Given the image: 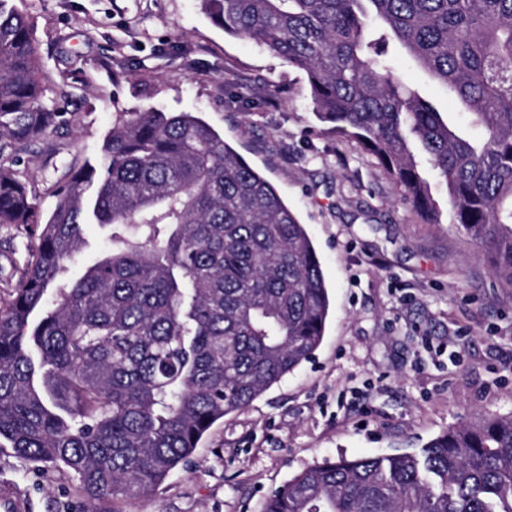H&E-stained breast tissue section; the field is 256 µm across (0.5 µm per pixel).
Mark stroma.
Returning <instances> with one entry per match:
<instances>
[{
  "mask_svg": "<svg viewBox=\"0 0 512 512\" xmlns=\"http://www.w3.org/2000/svg\"><path fill=\"white\" fill-rule=\"evenodd\" d=\"M34 26L46 104L67 124L6 147L47 216L68 167L97 163L125 113L190 112L276 187L304 224L330 293L314 357L207 432L155 492L115 512H262L267 497L325 457L418 452L449 427L512 415V284L450 219L424 223L385 169L336 134L307 74L227 35L201 0H13ZM398 75L471 136L480 131L404 53ZM244 93L248 101L235 100ZM36 240L0 224V308ZM0 485L27 512H83L77 480L0 452Z\"/></svg>",
  "mask_w": 512,
  "mask_h": 512,
  "instance_id": "1",
  "label": "stroma"
}]
</instances>
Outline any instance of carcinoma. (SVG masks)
I'll use <instances>...</instances> for the list:
<instances>
[{"mask_svg":"<svg viewBox=\"0 0 512 512\" xmlns=\"http://www.w3.org/2000/svg\"><path fill=\"white\" fill-rule=\"evenodd\" d=\"M224 32L307 72L319 118L355 138L428 224L426 174L512 284V0H202ZM397 45L470 115L465 135L395 71ZM32 28L0 0V152L65 113L44 103ZM100 166L69 172L37 220L0 164V224L40 229L0 311V449L73 473L90 504L160 486L217 421L311 360L330 300L276 188L190 112H135ZM110 228L77 277L83 227ZM264 512H512V416L448 428L418 453L325 458Z\"/></svg>","mask_w":512,"mask_h":512,"instance_id":"cac0c4a2","label":"carcinoma"}]
</instances>
